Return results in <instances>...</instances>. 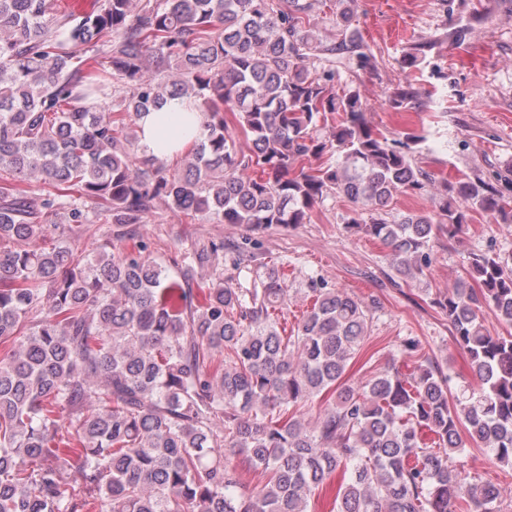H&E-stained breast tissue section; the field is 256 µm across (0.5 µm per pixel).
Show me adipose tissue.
I'll return each mask as SVG.
<instances>
[{
  "instance_id": "obj_1",
  "label": "adipose tissue",
  "mask_w": 512,
  "mask_h": 512,
  "mask_svg": "<svg viewBox=\"0 0 512 512\" xmlns=\"http://www.w3.org/2000/svg\"><path fill=\"white\" fill-rule=\"evenodd\" d=\"M140 143L146 156L166 162L204 135L203 116L185 99L172 100L162 110L138 119Z\"/></svg>"
}]
</instances>
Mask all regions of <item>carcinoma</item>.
Here are the masks:
<instances>
[{"label": "carcinoma", "instance_id": "cac0c4a2", "mask_svg": "<svg viewBox=\"0 0 512 512\" xmlns=\"http://www.w3.org/2000/svg\"><path fill=\"white\" fill-rule=\"evenodd\" d=\"M344 30L319 38L316 18ZM334 0H102L76 14L58 0H0V512H311L340 471L336 512H500L506 490L452 465L466 441L512 468V256L475 253L436 299L480 389L451 396L437 360L405 337L392 365L343 382L372 320L342 288L313 279L293 334L282 267L253 287L224 281L249 243L184 246L174 264L212 267L166 282L138 228L162 201L217 224H305L342 194L346 223L380 241L395 276L425 277L440 238L473 213L512 223V198L484 183L439 181L430 214L387 219L394 195L435 176L413 163L421 136L393 143L367 122L359 93L336 88V58L375 67ZM107 49L126 94L112 107L95 52ZM173 98L197 103L205 135L181 172L138 152V117ZM418 92L400 85L396 110ZM340 115L338 124L329 118ZM329 129V135L322 133ZM251 138L250 153L233 136ZM341 153L312 168L310 158ZM49 186L34 197L29 183ZM106 208L131 242L94 257L68 238ZM330 402L315 421L310 399ZM263 483L252 489L228 456Z\"/></svg>", "mask_w": 512, "mask_h": 512}]
</instances>
